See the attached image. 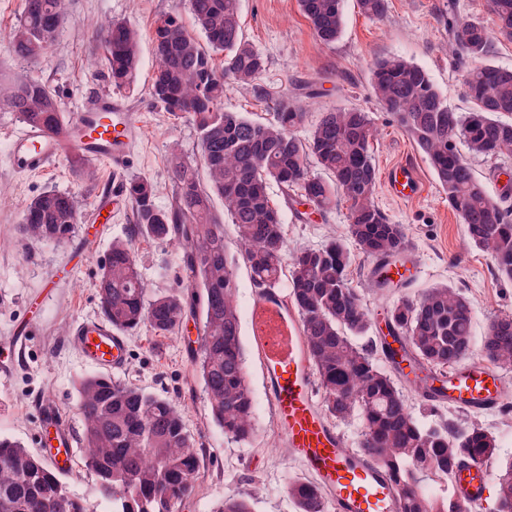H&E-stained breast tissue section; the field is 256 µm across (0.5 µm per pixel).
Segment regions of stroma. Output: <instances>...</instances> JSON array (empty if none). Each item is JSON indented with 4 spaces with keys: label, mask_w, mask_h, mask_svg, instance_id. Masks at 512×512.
Returning a JSON list of instances; mask_svg holds the SVG:
<instances>
[{
    "label": "stroma",
    "mask_w": 512,
    "mask_h": 512,
    "mask_svg": "<svg viewBox=\"0 0 512 512\" xmlns=\"http://www.w3.org/2000/svg\"><path fill=\"white\" fill-rule=\"evenodd\" d=\"M22 9L23 0H0V87L23 78L38 79L55 95L67 118L92 96L110 94L126 104L139 128L137 147L122 169L92 161L86 177L63 156L44 171L28 174L12 168L8 149L21 124L15 113L0 110V435L44 454L41 409L53 408L56 426L75 440L77 456L65 477L74 492L90 499L95 476L81 454L77 381L91 368L71 345V332L79 322L100 319L94 284L113 240L126 237L134 222L122 183L151 181L156 204L165 207L172 199L167 175L172 146H179L187 160L200 158L191 117L174 119L150 93L156 65L151 38L157 21L169 13L179 14L188 27L193 20L188 0H67V14L53 46L37 60L25 61L3 45ZM240 12L243 36L264 56L266 69L255 85L226 84L225 109L269 122L277 101L287 96L308 114V125L299 130V137H307L308 126L333 109L367 112L376 128L371 142L377 169L375 203L392 223L403 225L406 262L415 273L389 288L374 289V260L352 250L349 282L368 305L374 336L384 335L387 310L399 297L414 298L446 285L469 301L473 343L481 345L496 318L512 316V281L498 277L490 256L468 242L426 158L377 102L370 78L375 60L404 58L429 72L452 109L470 112L473 104L463 86L466 67L448 51V23L478 20L492 25L488 0H389L380 19L364 16L356 0H345L342 34L330 46L316 41L298 0H240ZM105 20L127 21L142 35L134 81L120 90L107 74L102 53L92 47V31ZM467 160L487 194L501 199L503 174L512 171V157L471 153ZM403 163L414 168L422 183L421 192L408 200L392 196L386 184L388 170ZM48 190L76 197L80 220L73 239L64 245L20 241L18 226L25 205ZM270 195L280 210L289 250L317 249L334 237L347 239L346 203L323 214L307 204L284 203L278 187H271ZM136 249L150 294L173 288L181 270L172 242L140 238ZM234 277L247 382L257 404L253 440L236 441L212 421L203 385L192 371V346L185 334L158 338L145 327L127 334V364L112 379L165 396L185 410L186 426L198 441L200 467L193 496L178 503L174 512H214L225 495L251 492L257 495L255 512H296L287 486L293 480H309L310 475L284 453L285 442L272 415L252 339L256 289L250 272L239 263ZM402 391L410 412L424 424L447 419L462 427L479 425L496 437L498 462L512 459V402L481 414L445 405L432 410L411 384H403Z\"/></svg>",
    "instance_id": "35a3bbf8"
}]
</instances>
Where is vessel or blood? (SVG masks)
I'll return each instance as SVG.
<instances>
[{"label": "vessel or blood", "instance_id": "1", "mask_svg": "<svg viewBox=\"0 0 512 512\" xmlns=\"http://www.w3.org/2000/svg\"><path fill=\"white\" fill-rule=\"evenodd\" d=\"M122 112L118 100L98 95L70 118L62 134L26 127L10 142L11 160L17 168L38 171L53 159L76 153L123 166L135 125L128 119L123 126H114L113 116ZM387 183L390 192L402 200L421 190L417 175L407 165L391 169ZM251 317L269 400L289 457L316 477L338 512H400L388 477L368 457L351 452L343 436L321 416L300 322L287 299L276 291L256 294ZM71 344L90 366L115 372L126 363V340L106 322H80ZM511 394L493 368L473 362L439 377L434 399L481 411L499 406ZM489 473L485 461L457 472L454 486L459 498L472 505L483 503Z\"/></svg>", "mask_w": 512, "mask_h": 512}]
</instances>
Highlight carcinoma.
<instances>
[{
	"label": "carcinoma",
	"mask_w": 512,
	"mask_h": 512,
	"mask_svg": "<svg viewBox=\"0 0 512 512\" xmlns=\"http://www.w3.org/2000/svg\"><path fill=\"white\" fill-rule=\"evenodd\" d=\"M344 0H298L316 40L335 43L343 27ZM494 28L461 21L450 29L451 56L473 66L465 93L476 108L461 116L435 86L429 72L398 57L376 61L371 85L378 101L429 162L448 206L464 224L468 240L487 252L500 277L512 280V208L488 196L458 152L462 139L484 156H512V69L488 62L494 43L512 42V0H489ZM360 11L383 17L388 0H358ZM201 45L176 15H166L152 34L157 60L152 97L173 117H192L201 166L210 185L201 184L198 166L173 145L168 177L172 201H154L146 179L125 186L133 204L132 238L112 242L95 283L103 318L121 333L145 326L154 334L177 335L188 320L197 324L199 349L192 352L214 423L239 441L256 434L257 406L246 380L233 268L224 245V220L211 207V194L224 200V214L235 225L239 259L255 288H275L287 277L289 299L300 317L311 366L323 391L327 417H357L363 432L360 452L392 481L401 512H471L454 495V469L496 456L495 436L471 425L443 422L427 427L408 410L402 390L374 360L373 342H355L371 330L369 310L348 282L351 253L332 239L318 249L288 253L279 211L268 193L277 184L284 202L310 203L327 211L343 197L349 211L348 234L360 252L378 261L374 287L390 280L379 269L406 249L403 225L393 224L376 206L377 170L370 141L375 129L368 114L338 109L324 112L303 141L297 130L307 113L293 101H279L275 120H251L224 110V83L249 85L265 70L260 52L242 36L239 0H189ZM66 0H24L20 22L7 42L15 56L34 60L54 43L65 19ZM112 85L132 83L141 51V34L113 20L99 26ZM224 55L222 69L214 55ZM0 109L25 125L57 133L65 125L54 96L37 79L0 89ZM332 175L325 181L309 173L308 156ZM79 223L77 199L62 191L33 198L19 224L21 240L69 242ZM171 240L183 277L168 293L147 297L133 249L135 238ZM390 332L400 337L417 368L446 369L473 354L472 312L453 288H431L417 298L401 297L389 309ZM494 365H512V316L497 319L482 346ZM77 411L83 423L86 466L96 476L100 512H173L195 491L197 441L184 422V409L169 399L100 375L79 381ZM497 498L512 503V461L496 476ZM288 496L296 512H327L316 483L294 480ZM0 512H90L62 475L21 443L0 437ZM214 512H255L253 497L234 494Z\"/></svg>",
	"instance_id": "carcinoma-1"
}]
</instances>
